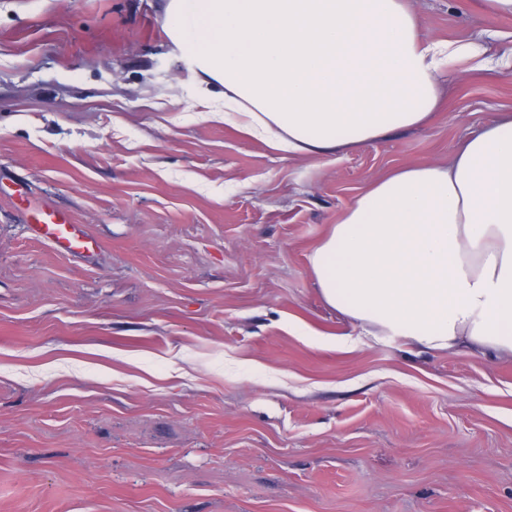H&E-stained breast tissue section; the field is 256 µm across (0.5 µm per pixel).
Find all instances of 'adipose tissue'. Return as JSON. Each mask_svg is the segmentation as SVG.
<instances>
[{
    "label": "adipose tissue",
    "instance_id": "ef3b65f1",
    "mask_svg": "<svg viewBox=\"0 0 512 512\" xmlns=\"http://www.w3.org/2000/svg\"><path fill=\"white\" fill-rule=\"evenodd\" d=\"M164 27L224 123L276 151L329 157L428 123L435 73L474 41H432L406 0H164ZM326 304L371 336L512 357V118L357 196L309 256Z\"/></svg>",
    "mask_w": 512,
    "mask_h": 512
}]
</instances>
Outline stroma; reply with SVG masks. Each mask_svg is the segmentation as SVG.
<instances>
[{"label": "stroma", "instance_id": "35a3bbf8", "mask_svg": "<svg viewBox=\"0 0 512 512\" xmlns=\"http://www.w3.org/2000/svg\"><path fill=\"white\" fill-rule=\"evenodd\" d=\"M408 5L512 55V13ZM439 91L424 126L288 156L212 118L161 0H0V512H512V359L368 340L309 263L371 183L512 116V67ZM35 210L39 217L37 219L39 224H36L35 232L40 237L51 240L62 251L85 254L98 247L95 239L75 224L69 223V218L65 213L46 207Z\"/></svg>", "mask_w": 512, "mask_h": 512}]
</instances>
